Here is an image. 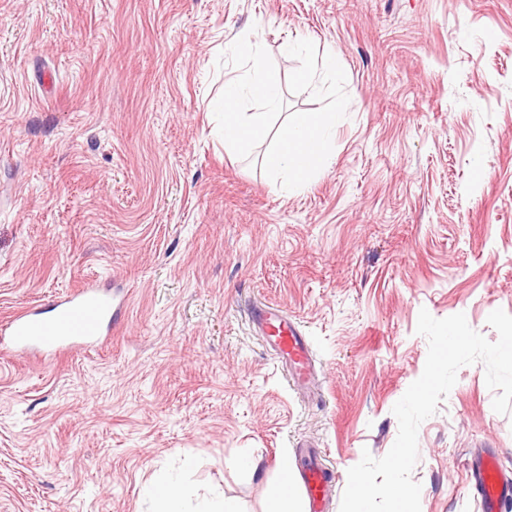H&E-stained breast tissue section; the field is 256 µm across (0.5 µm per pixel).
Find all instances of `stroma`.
I'll list each match as a JSON object with an SVG mask.
<instances>
[{
  "mask_svg": "<svg viewBox=\"0 0 512 512\" xmlns=\"http://www.w3.org/2000/svg\"><path fill=\"white\" fill-rule=\"evenodd\" d=\"M253 30L284 74L336 57L270 119L340 114L296 194L272 185L274 136L239 155L213 134L224 48ZM86 281L125 296L106 346L0 351V512H148L160 467L270 512L310 453L340 512L423 372L420 310L491 341L488 315L512 314V0H0V317ZM262 305L300 324L314 388L256 331ZM493 397L463 366L420 425L421 512H482L477 450L512 479Z\"/></svg>",
  "mask_w": 512,
  "mask_h": 512,
  "instance_id": "stroma-1",
  "label": "stroma"
}]
</instances>
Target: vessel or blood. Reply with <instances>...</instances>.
Segmentation results:
<instances>
[{"label":"vessel or blood","instance_id":"obj_1","mask_svg":"<svg viewBox=\"0 0 512 512\" xmlns=\"http://www.w3.org/2000/svg\"><path fill=\"white\" fill-rule=\"evenodd\" d=\"M117 310L111 293L89 283L57 299L50 311L27 308L14 313L0 325V346L45 359L94 348L104 344L110 327L116 325ZM251 317L287 367L293 383L308 385L314 375V359L299 324L269 307L254 309ZM470 479L484 512H499L502 503L512 497V481L502 475L495 451L475 455ZM301 481L310 512H323L328 476L315 457H308Z\"/></svg>","mask_w":512,"mask_h":512}]
</instances>
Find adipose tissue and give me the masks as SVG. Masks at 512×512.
I'll return each instance as SVG.
<instances>
[{"label":"adipose tissue","mask_w":512,"mask_h":512,"mask_svg":"<svg viewBox=\"0 0 512 512\" xmlns=\"http://www.w3.org/2000/svg\"><path fill=\"white\" fill-rule=\"evenodd\" d=\"M230 50L246 68L225 73L224 90L214 106L224 114L221 133L225 148L242 155L265 137L268 115L282 102V80L266 63L254 35L237 39ZM248 98L260 102L261 111H242L241 104ZM337 123L336 113L306 112L278 127L279 150L267 159L276 188L290 194L307 186L316 166L330 156ZM142 495L152 501L154 512H242L237 500L222 494L189 502L179 476L164 469L154 473Z\"/></svg>","instance_id":"adipose-tissue-1"}]
</instances>
